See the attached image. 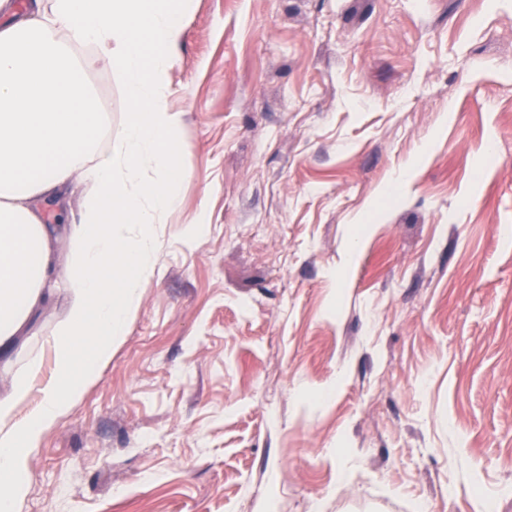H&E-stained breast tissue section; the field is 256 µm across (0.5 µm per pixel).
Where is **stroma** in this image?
<instances>
[{
	"mask_svg": "<svg viewBox=\"0 0 512 512\" xmlns=\"http://www.w3.org/2000/svg\"><path fill=\"white\" fill-rule=\"evenodd\" d=\"M168 93L180 203L14 512H512V0H193Z\"/></svg>",
	"mask_w": 512,
	"mask_h": 512,
	"instance_id": "1",
	"label": "stroma"
}]
</instances>
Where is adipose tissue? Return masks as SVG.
<instances>
[{
  "mask_svg": "<svg viewBox=\"0 0 512 512\" xmlns=\"http://www.w3.org/2000/svg\"><path fill=\"white\" fill-rule=\"evenodd\" d=\"M187 0H30L0 18V363L59 284L70 295L47 343L55 371L27 414L39 372L31 360L0 394V512L27 489L29 449L112 359L157 262L155 226L179 203L170 148L179 126L167 75L184 33ZM88 42L118 67L129 102L120 154H99V109L70 47ZM87 180L97 194L69 224H46L40 201ZM77 255L62 263L54 242Z\"/></svg>",
  "mask_w": 512,
  "mask_h": 512,
  "instance_id": "ef3b65f1",
  "label": "adipose tissue"
}]
</instances>
